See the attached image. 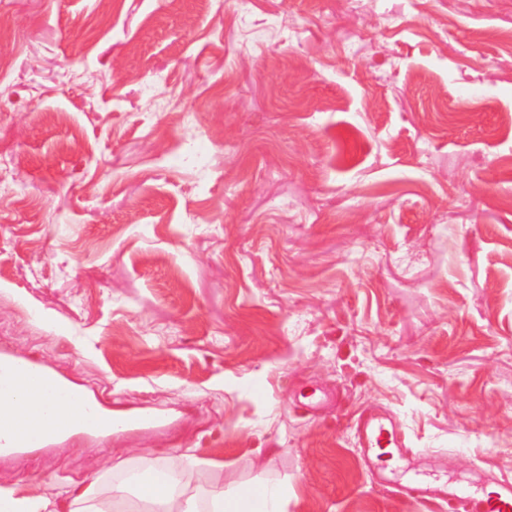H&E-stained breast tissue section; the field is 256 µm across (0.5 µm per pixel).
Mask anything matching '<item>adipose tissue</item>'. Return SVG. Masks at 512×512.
Returning <instances> with one entry per match:
<instances>
[{"label":"adipose tissue","mask_w":512,"mask_h":512,"mask_svg":"<svg viewBox=\"0 0 512 512\" xmlns=\"http://www.w3.org/2000/svg\"><path fill=\"white\" fill-rule=\"evenodd\" d=\"M197 464L195 456H185L181 465L163 467L160 480L145 471L126 482L124 489L153 505L154 512H287L288 487L284 484L257 481L230 490L216 484L184 494ZM101 494L102 482L97 478L68 481L50 498L15 485L0 488V512H103Z\"/></svg>","instance_id":"obj_1"}]
</instances>
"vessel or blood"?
<instances>
[{
  "label": "vessel or blood",
  "mask_w": 512,
  "mask_h": 512,
  "mask_svg": "<svg viewBox=\"0 0 512 512\" xmlns=\"http://www.w3.org/2000/svg\"><path fill=\"white\" fill-rule=\"evenodd\" d=\"M61 392L76 405L72 414L60 412L51 402ZM0 394L26 403L39 398L32 413L0 411V456L22 459L65 448L80 441L104 445L113 434L134 433L167 426L170 416L146 409L113 410L111 402L98 392L79 384L46 360L0 349ZM354 435L359 448L375 463L384 479L393 472L386 463L407 459L410 450L401 428L386 415L370 412L358 418ZM402 493L421 501H440L448 512H512V481L503 479L486 487L442 482L421 473L409 475Z\"/></svg>",
  "instance_id": "vessel-or-blood-1"
}]
</instances>
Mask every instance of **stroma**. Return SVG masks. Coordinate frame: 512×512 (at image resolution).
Wrapping results in <instances>:
<instances>
[{
  "instance_id": "obj_1",
  "label": "stroma",
  "mask_w": 512,
  "mask_h": 512,
  "mask_svg": "<svg viewBox=\"0 0 512 512\" xmlns=\"http://www.w3.org/2000/svg\"><path fill=\"white\" fill-rule=\"evenodd\" d=\"M0 343L167 428L0 486L223 455L288 512L512 479V0H0ZM332 399L307 412L302 390ZM354 435L357 447L362 448L383 478L391 482L397 469L385 468L386 462L394 458L408 460L411 451L401 428L388 416L369 412L356 421Z\"/></svg>"
}]
</instances>
